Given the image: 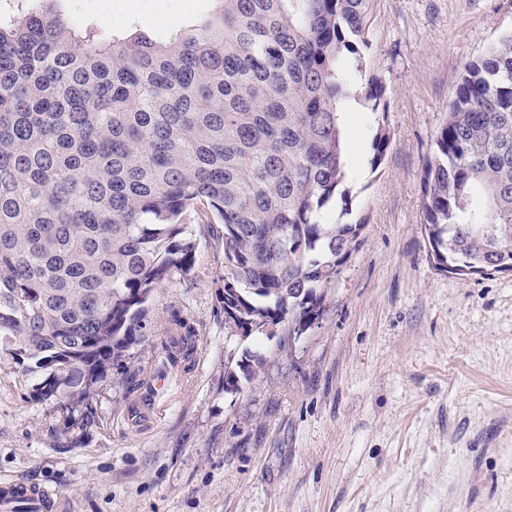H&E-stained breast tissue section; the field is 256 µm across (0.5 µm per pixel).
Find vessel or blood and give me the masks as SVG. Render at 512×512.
<instances>
[{
	"label": "vessel or blood",
	"mask_w": 512,
	"mask_h": 512,
	"mask_svg": "<svg viewBox=\"0 0 512 512\" xmlns=\"http://www.w3.org/2000/svg\"><path fill=\"white\" fill-rule=\"evenodd\" d=\"M165 344L164 366L145 376L130 401L127 419L131 424L141 425L160 413V403L168 391L174 372L185 371L188 358L196 356L198 352L197 344L175 333L166 337ZM56 507V499L45 488L14 482L0 484V512H55Z\"/></svg>",
	"instance_id": "1"
}]
</instances>
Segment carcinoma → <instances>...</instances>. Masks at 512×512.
Wrapping results in <instances>:
<instances>
[{"instance_id":"1","label":"carcinoma","mask_w":512,"mask_h":512,"mask_svg":"<svg viewBox=\"0 0 512 512\" xmlns=\"http://www.w3.org/2000/svg\"><path fill=\"white\" fill-rule=\"evenodd\" d=\"M53 0L0 18V353L34 399L84 406L146 335V304L187 277L197 239L224 260V326L300 336L358 244L343 116L386 111L363 72L371 0H215L153 37L72 24ZM388 135L378 126L369 164ZM443 268L512 270V31L465 65L423 176ZM264 362L224 364L237 390Z\"/></svg>"}]
</instances>
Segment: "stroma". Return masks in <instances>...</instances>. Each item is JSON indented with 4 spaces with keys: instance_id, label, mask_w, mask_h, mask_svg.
<instances>
[{
    "instance_id": "35a3bbf8",
    "label": "stroma",
    "mask_w": 512,
    "mask_h": 512,
    "mask_svg": "<svg viewBox=\"0 0 512 512\" xmlns=\"http://www.w3.org/2000/svg\"><path fill=\"white\" fill-rule=\"evenodd\" d=\"M214 0H56L72 22L165 35ZM512 30V0H372L364 76L387 88L382 120L353 110L347 155L358 245L302 335L256 342L224 327V261L198 240L191 274L159 289L149 325L180 318L201 351L169 407L126 419L123 365L96 384L90 428L0 354V481L58 492L60 512H512V272L437 264L422 172L467 62ZM389 135L371 169L377 124ZM261 347L241 390L224 364Z\"/></svg>"
}]
</instances>
